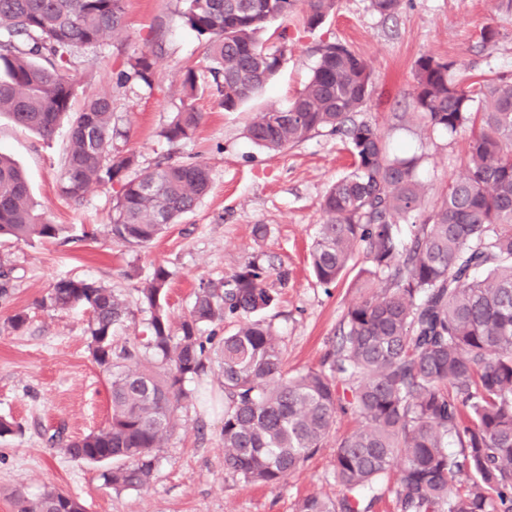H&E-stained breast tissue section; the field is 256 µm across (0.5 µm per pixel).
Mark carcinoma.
<instances>
[{
  "label": "carcinoma",
  "instance_id": "cac0c4a2",
  "mask_svg": "<svg viewBox=\"0 0 512 512\" xmlns=\"http://www.w3.org/2000/svg\"><path fill=\"white\" fill-rule=\"evenodd\" d=\"M182 17L204 37V77L189 68L184 97L209 89L231 112L255 96L280 70L286 29L263 33L298 7V0H182ZM401 0H371L394 16ZM337 0H303L308 29L321 26ZM124 0H0V113L45 139L64 120L69 145L58 183L62 197L79 202L92 186L118 185L107 233L128 248L152 243L192 211L211 187L202 160L164 158L139 173L137 156L114 142L126 137L113 119L112 93L85 96L71 111L76 85L71 57L97 48L123 27ZM313 73L285 109L260 112L251 141L277 151L327 130L343 135L353 170L326 192L324 223L311 251L316 280L334 283L360 254L363 295L343 316L326 364L293 376L285 370L279 337L257 318L277 302L264 286L268 267L256 257L223 284H202L187 315L173 325L165 309L170 272L157 267L140 288L150 312L147 346L163 374L116 349L114 328L131 318L124 299L95 281L58 280L43 306L83 307L93 360L110 374L111 418L71 439L74 460L105 464L115 490L146 486L174 413L189 397L185 383L210 361L202 327L237 319L215 349L224 373V467L246 481L276 489L323 447L336 413L351 411L359 426L336 443V498L311 494L296 512H369L384 478L397 472V512H512V79L455 81V63L423 55L415 63L413 106L424 123L453 135L468 133L466 173L448 184L424 212L418 179L421 158L389 153L377 128L356 121L373 72L339 43H324ZM154 60L143 54L116 73L118 87L151 85ZM201 116L186 102L160 132L171 143L192 138ZM409 242L400 225L418 215ZM31 200L18 165L0 154V239L28 242L58 237ZM384 275L386 287L372 291ZM459 448L448 452V445ZM471 482L460 490L456 476ZM19 512H83L57 486Z\"/></svg>",
  "mask_w": 512,
  "mask_h": 512
}]
</instances>
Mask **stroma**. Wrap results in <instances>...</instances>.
Segmentation results:
<instances>
[{
	"label": "stroma",
	"instance_id": "35a3bbf8",
	"mask_svg": "<svg viewBox=\"0 0 512 512\" xmlns=\"http://www.w3.org/2000/svg\"><path fill=\"white\" fill-rule=\"evenodd\" d=\"M124 6L121 32L100 47L78 51L71 73L80 87H111L130 59L154 55L152 85L113 89L114 117L126 133L118 146L135 153L144 168L163 155L205 160L211 190L148 247L125 248L106 233L115 189L91 188L79 203L58 193L68 126L45 141L0 115V152L24 169L39 211L65 227L54 240L0 243V264L13 270L9 293L0 297V418L17 426L0 437V512H18L15 492L33 499L48 485L65 489L85 512H295L307 495L336 497V441L358 426V417L337 413L324 448L281 487L247 483L224 467V377L215 361L187 381L193 398L177 410L150 484L120 491L105 486L101 465L71 459L47 441L56 427L81 436L110 416L107 375L88 348L89 314L82 308L54 311L41 301L62 278L112 288L133 313L115 328L114 344L136 347L140 364L150 368V314L139 303L138 289L155 268L170 273L167 309L176 322L187 314L200 283L224 281L259 253L273 269L265 285L279 293L261 317L280 337L289 373L320 367L337 342L347 307L362 296V257L329 286L317 282L309 264L323 222L322 198L351 171L353 158L347 141L326 131L269 152L251 142L248 124L259 112L291 103L316 66L321 43H343L373 71L358 120L379 130L390 153L421 156L425 205L433 207L465 171L468 135L448 136L416 116L415 62L423 55L453 60L461 81L477 73L512 76V12L500 9L498 0H402L398 14L387 20L370 0H339L336 12L311 32L299 15H291L285 22L286 60L266 87L232 112L209 92L198 93L193 104L202 119L195 136L170 143L160 131L180 105L185 67L205 70V40L185 24L180 0H125ZM489 26L498 36L487 44L482 32ZM257 224L266 225L265 238L254 237ZM279 268L290 272L287 286L275 276ZM19 312L27 321L16 329L11 319Z\"/></svg>",
	"mask_w": 512,
	"mask_h": 512
}]
</instances>
